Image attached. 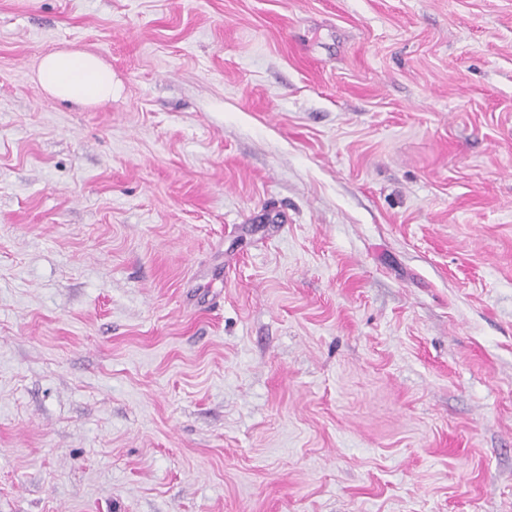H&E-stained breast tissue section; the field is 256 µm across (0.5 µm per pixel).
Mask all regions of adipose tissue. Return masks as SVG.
<instances>
[{
  "instance_id": "adipose-tissue-1",
  "label": "adipose tissue",
  "mask_w": 512,
  "mask_h": 512,
  "mask_svg": "<svg viewBox=\"0 0 512 512\" xmlns=\"http://www.w3.org/2000/svg\"><path fill=\"white\" fill-rule=\"evenodd\" d=\"M42 88L52 97L78 105L111 100L112 71L96 55L61 49L42 57L36 71Z\"/></svg>"
}]
</instances>
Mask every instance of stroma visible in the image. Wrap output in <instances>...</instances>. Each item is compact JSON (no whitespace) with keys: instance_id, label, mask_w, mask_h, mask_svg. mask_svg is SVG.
Here are the masks:
<instances>
[{"instance_id":"35a3bbf8","label":"stroma","mask_w":512,"mask_h":512,"mask_svg":"<svg viewBox=\"0 0 512 512\" xmlns=\"http://www.w3.org/2000/svg\"><path fill=\"white\" fill-rule=\"evenodd\" d=\"M0 512H512V0H0ZM42 88L52 97L78 105L112 99V70L96 55L61 49L42 57L36 71Z\"/></svg>"}]
</instances>
